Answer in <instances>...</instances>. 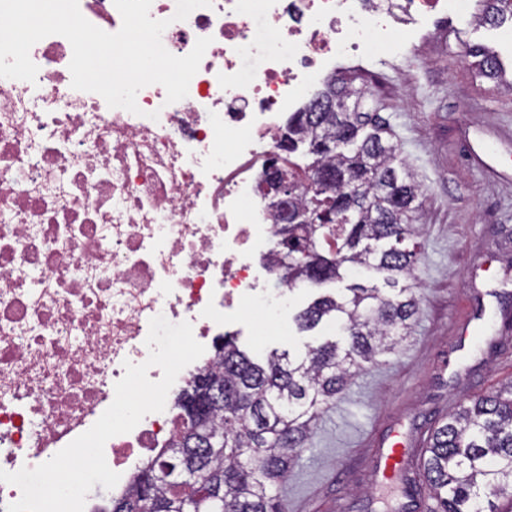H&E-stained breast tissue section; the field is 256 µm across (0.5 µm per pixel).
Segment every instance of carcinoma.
Masks as SVG:
<instances>
[{
	"mask_svg": "<svg viewBox=\"0 0 512 512\" xmlns=\"http://www.w3.org/2000/svg\"><path fill=\"white\" fill-rule=\"evenodd\" d=\"M482 22L503 20L502 0H483ZM478 74L501 77L496 59L479 50ZM281 136L288 156L282 180L295 188L301 171L317 165L335 180L331 191L302 192L294 207L329 216L327 224H290L273 246L288 265V287H319L358 270L384 287L357 284L315 299L297 316L299 329L336 323L343 342L326 340L295 356L271 354L260 364L224 335L214 361L175 399L177 438L142 469L131 490L112 500V512H281L280 486L329 406L349 388L358 370L391 353L412 332L423 189L391 140L389 124L364 105L354 77L325 84L288 116ZM220 378L208 412L193 416L198 380ZM224 435L215 448L211 437ZM175 460L197 473L190 488L144 480ZM423 476L432 512H500L512 502V386L460 404L424 443Z\"/></svg>",
	"mask_w": 512,
	"mask_h": 512,
	"instance_id": "1",
	"label": "carcinoma"
}]
</instances>
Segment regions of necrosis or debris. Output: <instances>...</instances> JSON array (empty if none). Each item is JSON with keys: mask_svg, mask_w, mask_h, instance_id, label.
I'll return each mask as SVG.
<instances>
[{"mask_svg": "<svg viewBox=\"0 0 512 512\" xmlns=\"http://www.w3.org/2000/svg\"><path fill=\"white\" fill-rule=\"evenodd\" d=\"M152 0L164 47L208 46L188 95L142 88L139 114L71 86L72 47L30 51L35 82L0 78V470L51 459L110 406L125 362L143 363L151 318L190 322L210 344L246 309L273 313V215L256 191L289 113L341 56L391 47L394 31L472 0H212L174 20ZM172 408L105 445L113 496L176 434Z\"/></svg>", "mask_w": 512, "mask_h": 512, "instance_id": "obj_1", "label": "necrosis or debris"}]
</instances>
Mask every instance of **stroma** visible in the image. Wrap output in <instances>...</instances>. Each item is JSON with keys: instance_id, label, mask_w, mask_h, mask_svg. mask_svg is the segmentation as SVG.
I'll use <instances>...</instances> for the list:
<instances>
[{"instance_id": "stroma-1", "label": "stroma", "mask_w": 512, "mask_h": 512, "mask_svg": "<svg viewBox=\"0 0 512 512\" xmlns=\"http://www.w3.org/2000/svg\"><path fill=\"white\" fill-rule=\"evenodd\" d=\"M444 31L435 63L420 59L431 25L397 33V49L343 57L336 75L357 74V86L391 125L402 157L425 188L423 229L416 277L419 313L410 337L395 352L358 372L344 399L326 409L307 450L280 493L286 512H433L428 489L408 497L405 487L379 485L378 449L399 433L411 453L410 477L421 478L419 448L427 430L461 401L512 385V186L493 183L471 160L479 143L512 172V141L497 139L512 123V91L496 90L479 77L466 50L495 53L512 82V24L438 20ZM336 287L297 288L288 295L278 326L251 314L238 345L263 357L317 344L328 327L298 333L294 315L318 294ZM483 311L481 337L471 338L455 371L436 355L461 309Z\"/></svg>"}]
</instances>
